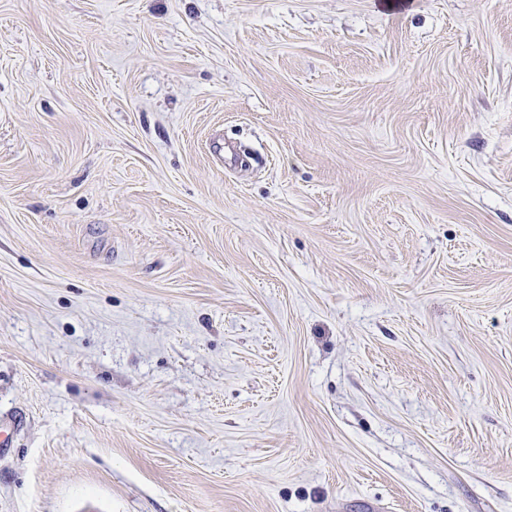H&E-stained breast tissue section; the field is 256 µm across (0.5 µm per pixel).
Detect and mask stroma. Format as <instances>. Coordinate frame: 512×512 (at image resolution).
Masks as SVG:
<instances>
[{"label": "stroma", "mask_w": 512, "mask_h": 512, "mask_svg": "<svg viewBox=\"0 0 512 512\" xmlns=\"http://www.w3.org/2000/svg\"><path fill=\"white\" fill-rule=\"evenodd\" d=\"M0 512H512V0H0Z\"/></svg>", "instance_id": "35a3bbf8"}]
</instances>
